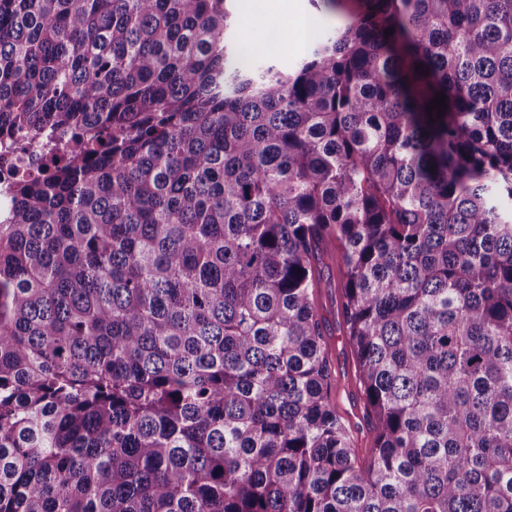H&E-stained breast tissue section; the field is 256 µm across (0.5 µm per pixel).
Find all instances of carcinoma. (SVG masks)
<instances>
[{
    "mask_svg": "<svg viewBox=\"0 0 512 512\" xmlns=\"http://www.w3.org/2000/svg\"><path fill=\"white\" fill-rule=\"evenodd\" d=\"M228 2L0 0V512H512V0ZM247 1L233 0L232 2L235 25L229 38L246 49L264 52L265 49L260 46H267L268 33L271 30H276L279 33L276 63L285 72L293 71L298 63L308 55L312 38L317 33L334 27L349 11L356 10L359 6L358 0H344L338 7H325L321 4V8L315 9L311 6L310 0H297L300 13L288 12V22L286 17L280 16L272 19L263 29H256L248 25L245 18L246 13L254 23L261 25L264 24L268 12L275 6L270 4L269 0H252L248 11H246V5L249 3ZM299 14L304 18L305 24L301 38L294 42L291 37L290 21ZM297 43L298 45H296ZM323 271L329 287L320 289L317 304L323 318L324 341L336 379L333 404L350 432L357 458L367 462L373 448L374 420L361 388L356 355L345 336L338 307L340 276L334 250L324 256Z\"/></svg>",
    "mask_w": 512,
    "mask_h": 512,
    "instance_id": "carcinoma-1",
    "label": "carcinoma"
}]
</instances>
